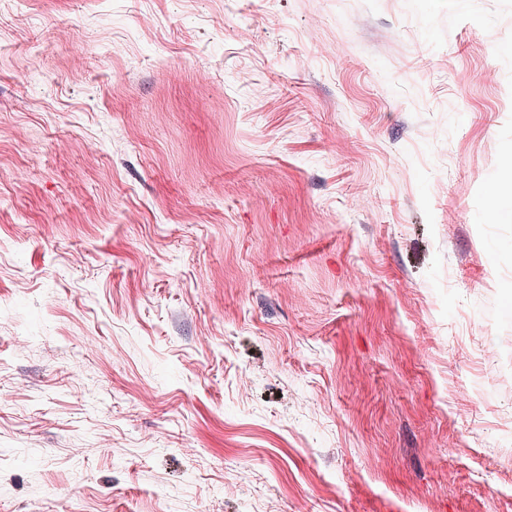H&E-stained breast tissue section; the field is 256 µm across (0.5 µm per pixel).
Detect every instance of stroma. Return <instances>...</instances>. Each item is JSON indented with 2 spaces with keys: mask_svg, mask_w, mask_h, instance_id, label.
Instances as JSON below:
<instances>
[{
  "mask_svg": "<svg viewBox=\"0 0 512 512\" xmlns=\"http://www.w3.org/2000/svg\"><path fill=\"white\" fill-rule=\"evenodd\" d=\"M510 151L512 0H0V512H512Z\"/></svg>",
  "mask_w": 512,
  "mask_h": 512,
  "instance_id": "1",
  "label": "stroma"
}]
</instances>
